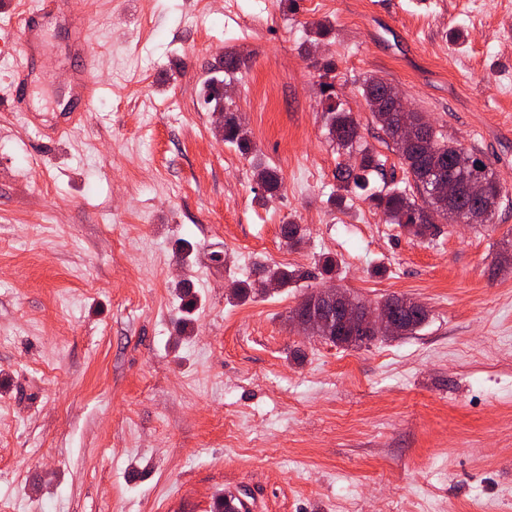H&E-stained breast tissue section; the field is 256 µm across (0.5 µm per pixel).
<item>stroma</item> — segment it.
<instances>
[{
  "mask_svg": "<svg viewBox=\"0 0 512 512\" xmlns=\"http://www.w3.org/2000/svg\"><path fill=\"white\" fill-rule=\"evenodd\" d=\"M90 10L84 51L65 10L31 35L21 109L0 52V512H215L226 493L250 512H512V0ZM219 63L245 153L204 101ZM372 76L494 171L490 223L417 237L372 206L405 186L362 96ZM326 82L360 124L353 147L328 134ZM364 150L379 169L340 189ZM274 265L293 279L258 294ZM329 282L428 318L359 347L304 336L290 314ZM97 69L96 60L87 57L82 69L78 71L74 79V86L78 95L83 97L84 101L90 103L95 89V71Z\"/></svg>",
  "mask_w": 512,
  "mask_h": 512,
  "instance_id": "stroma-1",
  "label": "stroma"
}]
</instances>
